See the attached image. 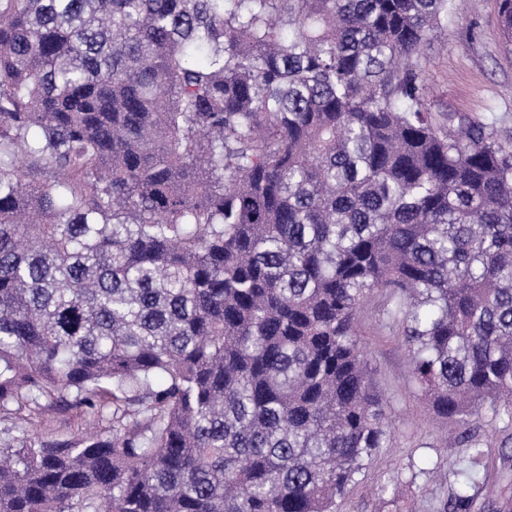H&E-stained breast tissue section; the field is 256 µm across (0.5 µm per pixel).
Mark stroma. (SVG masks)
Listing matches in <instances>:
<instances>
[{
	"label": "stroma",
	"instance_id": "obj_1",
	"mask_svg": "<svg viewBox=\"0 0 512 512\" xmlns=\"http://www.w3.org/2000/svg\"><path fill=\"white\" fill-rule=\"evenodd\" d=\"M451 2L447 34L424 43L419 54L427 104L437 121L467 115L490 124L499 138L512 137V52L500 37L498 0ZM376 307L365 305L359 340L390 408L392 432L347 487L338 512H442L468 450L455 426L436 418L421 397L406 346L378 321ZM474 433L487 456L472 474L470 512H512V429L485 419Z\"/></svg>",
	"mask_w": 512,
	"mask_h": 512
}]
</instances>
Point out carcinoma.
Here are the masks:
<instances>
[{
  "label": "carcinoma",
  "mask_w": 512,
  "mask_h": 512,
  "mask_svg": "<svg viewBox=\"0 0 512 512\" xmlns=\"http://www.w3.org/2000/svg\"><path fill=\"white\" fill-rule=\"evenodd\" d=\"M448 2L0 0V512H336L388 435L376 295L482 463L512 142L425 104Z\"/></svg>",
  "instance_id": "obj_1"
}]
</instances>
